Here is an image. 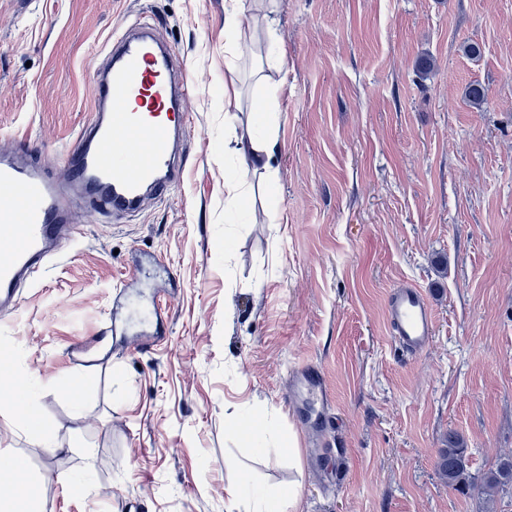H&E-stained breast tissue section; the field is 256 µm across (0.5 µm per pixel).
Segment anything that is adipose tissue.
Returning a JSON list of instances; mask_svg holds the SVG:
<instances>
[{
    "mask_svg": "<svg viewBox=\"0 0 512 512\" xmlns=\"http://www.w3.org/2000/svg\"><path fill=\"white\" fill-rule=\"evenodd\" d=\"M271 103V98L267 97L254 108L251 131L235 142L233 152L241 159L242 165L224 175V201L228 215L239 211L251 175H263L267 191H274L277 186L278 170L274 165L277 133L269 120ZM34 485V479L17 458L0 464V512H37Z\"/></svg>",
    "mask_w": 512,
    "mask_h": 512,
    "instance_id": "ef3b65f1",
    "label": "adipose tissue"
}]
</instances>
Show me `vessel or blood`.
Here are the masks:
<instances>
[{
    "mask_svg": "<svg viewBox=\"0 0 512 512\" xmlns=\"http://www.w3.org/2000/svg\"><path fill=\"white\" fill-rule=\"evenodd\" d=\"M94 82L95 111L66 153L67 177L51 175L42 158L20 162L13 150L0 151L1 309L15 307L19 285L56 254L61 233L74 222L70 189H81L90 206L132 214L144 195H162L179 174L174 139L190 121L185 103L191 82L174 69L170 51L149 27L126 28L113 38L107 70ZM385 313L404 354L430 347L435 315L423 288L398 285ZM292 392L306 423L332 425L317 368L302 369Z\"/></svg>",
    "mask_w": 512,
    "mask_h": 512,
    "instance_id": "1",
    "label": "vessel or blood"
}]
</instances>
